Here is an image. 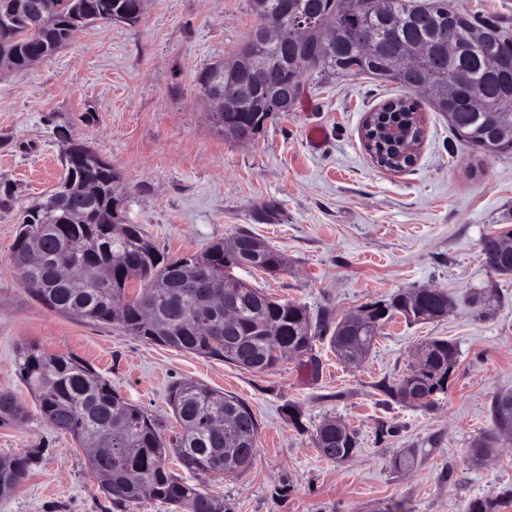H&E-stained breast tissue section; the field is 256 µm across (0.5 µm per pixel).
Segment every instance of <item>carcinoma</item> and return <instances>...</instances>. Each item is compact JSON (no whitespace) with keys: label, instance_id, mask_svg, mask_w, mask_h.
<instances>
[{"label":"carcinoma","instance_id":"cac0c4a2","mask_svg":"<svg viewBox=\"0 0 512 512\" xmlns=\"http://www.w3.org/2000/svg\"><path fill=\"white\" fill-rule=\"evenodd\" d=\"M41 0H0V60L14 71L54 55L75 33L97 22L121 18L137 22L138 0H53L52 21L42 19ZM259 18L257 28L278 20L282 0H251ZM318 26L327 41L310 35L298 46L260 45L247 41L239 53H258L278 72L282 83L302 84L309 71L342 76H369L393 81L404 95L385 102L368 125L367 149L376 163L402 171L414 162L402 157L384 136L386 123L412 128V113L421 111L411 98L415 75L400 71L401 56L410 48L423 52L430 69L424 100L448 118L452 132L480 156L512 153V33L495 23L478 24L450 8L448 0H378L371 11H361L353 0H313ZM455 29L459 52L448 55L441 30ZM224 80V62H214L198 78L202 95L208 86ZM281 111L264 97L245 98L233 111L215 122L246 126L252 137ZM57 135L66 145L64 179L44 194L21 217L11 260L23 287L47 309L95 323L116 325L131 336L151 343L230 362L255 373L274 368L281 349L299 351V365L316 374L319 364L309 356L313 342L328 339L352 354L369 352L389 317L402 313V295H394L384 310L388 315L350 328L339 336L326 312L312 317L306 307L278 301L239 279L224 277V268L249 266L275 270L280 255L247 230L235 236L254 246L229 252L218 242L202 256L207 264L196 271L203 288L185 285L186 270L195 254L171 257L144 236L136 224L126 222L125 199L114 194L121 173L94 149L77 143L68 130ZM35 240L43 252L38 263L29 260L27 241ZM73 268L63 278L60 266ZM231 295L235 318L224 325V306L210 302L208 288ZM448 294L436 288H419L411 302L413 322H431ZM424 360L418 384L403 396V384L386 386L392 399L412 406H430L445 393L457 362L455 345L430 339L422 346ZM18 373L30 389L43 421L53 430L70 435L79 445L94 437L110 454L103 463L85 455L87 469L107 502V512H125L149 489V497L175 507L177 512H224V505L207 492L199 479L236 474L240 467L230 457L255 454L258 424L241 399L194 382H175L167 395L180 431L165 438L162 425L142 407L121 397L109 380L86 361L74 356H50L34 344L17 349ZM493 428L465 449V461L485 460L497 443V431L512 419V404L497 396L490 407ZM26 419L24 408L9 390L0 391V426H16ZM315 431L313 443L321 456L342 462L352 456L354 435L338 434L328 440ZM176 457L181 477L168 468ZM34 455L0 459V499L8 498L33 465ZM512 501V490L496 499L476 498L467 512H500Z\"/></svg>","mask_w":512,"mask_h":512}]
</instances>
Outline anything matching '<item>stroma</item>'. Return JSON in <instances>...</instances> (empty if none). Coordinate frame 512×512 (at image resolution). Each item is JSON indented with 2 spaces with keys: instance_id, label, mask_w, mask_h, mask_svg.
<instances>
[{
  "instance_id": "obj_1",
  "label": "stroma",
  "mask_w": 512,
  "mask_h": 512,
  "mask_svg": "<svg viewBox=\"0 0 512 512\" xmlns=\"http://www.w3.org/2000/svg\"><path fill=\"white\" fill-rule=\"evenodd\" d=\"M257 23L249 0H148L137 23L86 27L28 70L0 74V390L27 413L23 425L0 427V457L42 451L0 512H103L78 445L45 424L18 377L23 342L82 358L154 412L166 410L179 380L249 404L259 424L253 463L206 485L229 512H466L471 499L512 489V441L482 465L463 461L492 426L494 397L512 393V275L490 273L480 253L484 235L512 228V153L472 155L426 107L416 164L378 167L362 124L401 90L364 76H305L292 112L251 143L224 140L206 121L197 79ZM62 126L121 171L129 222L169 255L204 251L245 228L288 261L275 275L241 273L276 299L338 319L432 287L448 292L452 308L433 323L388 321L357 367L316 343V374L288 357L254 373L54 313L24 290L11 246L23 212L65 175ZM315 127L322 142L310 139ZM268 200L282 210L272 223L255 216ZM480 289L500 297L490 314L471 302ZM432 337L458 349L442 400L413 407L388 398L382 385L398 384ZM331 417L356 434L349 460L330 461L313 444ZM406 453L414 465L395 467Z\"/></svg>"
}]
</instances>
